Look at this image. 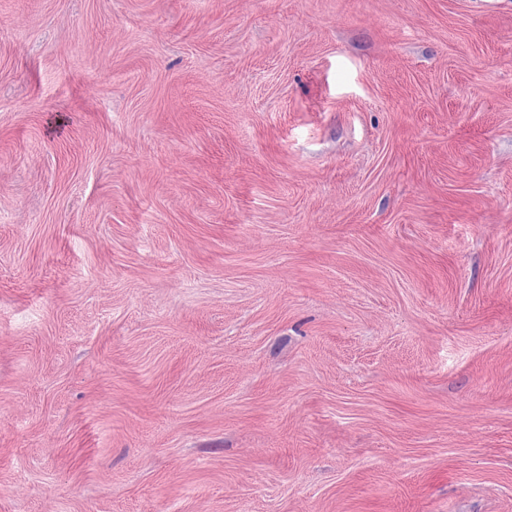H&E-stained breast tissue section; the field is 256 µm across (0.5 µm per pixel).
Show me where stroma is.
I'll return each instance as SVG.
<instances>
[{"mask_svg":"<svg viewBox=\"0 0 512 512\" xmlns=\"http://www.w3.org/2000/svg\"><path fill=\"white\" fill-rule=\"evenodd\" d=\"M0 512H512V0H0Z\"/></svg>","mask_w":512,"mask_h":512,"instance_id":"1","label":"stroma"}]
</instances>
